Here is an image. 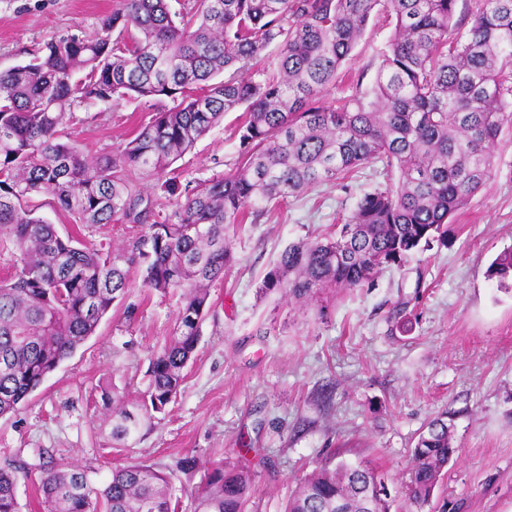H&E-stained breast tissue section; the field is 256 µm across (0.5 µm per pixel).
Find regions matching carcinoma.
I'll list each match as a JSON object with an SVG mask.
<instances>
[{"mask_svg":"<svg viewBox=\"0 0 512 512\" xmlns=\"http://www.w3.org/2000/svg\"><path fill=\"white\" fill-rule=\"evenodd\" d=\"M116 0L92 36L61 35L26 64L0 72V417L28 397L101 319L132 278L181 290L174 335L149 358L141 396L104 394L112 441L140 437L166 412L194 359L234 253L224 231L275 210L305 189L380 165L395 181L366 192L316 242L283 251L264 287L303 299L320 288H357L448 234V219L491 177L495 142L512 128V0ZM393 25L372 87L324 101L339 67L380 9ZM274 69H252L269 46ZM81 78H76V75ZM152 103V120L117 152L91 157L64 133L87 103ZM243 110L238 160L227 173L179 187L167 169L224 119ZM179 192L164 214L136 174ZM52 197L83 227L140 228L126 247L88 246L34 216L27 200ZM490 275L512 276V248ZM457 448L448 424L430 421L412 449L408 499L432 498ZM40 469L51 512H179L172 477L147 464L112 467L102 487L79 467L22 459L0 466V512H19V476ZM388 477L345 461L313 471L285 512H392ZM248 472L218 463L193 494V512H246Z\"/></svg>","mask_w":512,"mask_h":512,"instance_id":"cac0c4a2","label":"carcinoma"}]
</instances>
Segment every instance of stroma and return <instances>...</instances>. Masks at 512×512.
<instances>
[{"instance_id": "obj_1", "label": "stroma", "mask_w": 512, "mask_h": 512, "mask_svg": "<svg viewBox=\"0 0 512 512\" xmlns=\"http://www.w3.org/2000/svg\"><path fill=\"white\" fill-rule=\"evenodd\" d=\"M113 5L0 0V71L28 62L57 35H93ZM392 30L383 16L370 22L328 98L371 87ZM151 116L142 100L116 109L88 104L66 132L88 154L114 151ZM239 118L226 113L177 160L182 180L233 167ZM384 183L367 168L231 227L235 261L209 289L213 310L176 400L140 439L116 448L99 388L145 390L148 357L171 335L180 305L179 292L162 295L134 281L126 304L112 307L17 414L0 418V461L19 455L79 466L96 486L112 465L151 464L174 473L179 512H192L206 467L245 466L249 512H284L303 478L338 451L387 473L402 512H512V280L487 275L512 247V132L500 135L491 178L449 224L447 244L431 243L362 287L324 290L305 307L262 286L289 245L324 234ZM438 416L458 452L431 501L417 508L405 492L410 451ZM185 457L196 461L193 475L179 471Z\"/></svg>"}]
</instances>
